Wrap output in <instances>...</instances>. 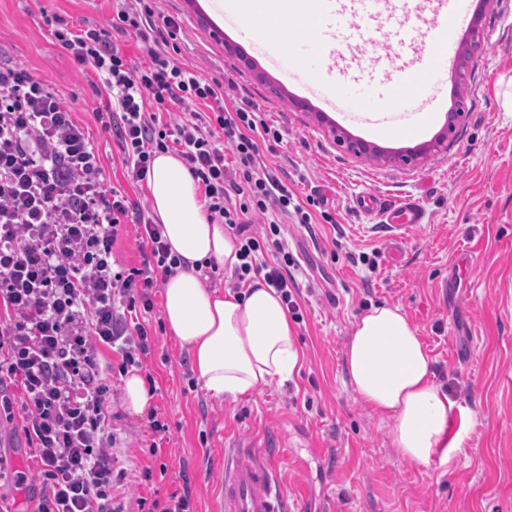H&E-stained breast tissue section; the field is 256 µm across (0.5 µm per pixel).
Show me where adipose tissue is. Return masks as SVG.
<instances>
[{"label":"adipose tissue","mask_w":512,"mask_h":512,"mask_svg":"<svg viewBox=\"0 0 512 512\" xmlns=\"http://www.w3.org/2000/svg\"><path fill=\"white\" fill-rule=\"evenodd\" d=\"M146 183L162 235L182 259L164 283L162 316L198 380L214 397L237 399L293 379L304 354L277 290L259 280L240 293L203 286V269L239 265L238 246L210 222L182 160L157 155ZM345 372L365 405L393 419L391 445L413 463H451L475 425L434 382L427 350L400 308L374 306L354 321Z\"/></svg>","instance_id":"1"}]
</instances>
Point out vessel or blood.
<instances>
[{
    "label": "vessel or blood",
    "mask_w": 512,
    "mask_h": 512,
    "mask_svg": "<svg viewBox=\"0 0 512 512\" xmlns=\"http://www.w3.org/2000/svg\"><path fill=\"white\" fill-rule=\"evenodd\" d=\"M340 0H322V11L314 23L303 24L293 36L290 50L270 44L262 34H255L258 48L271 64L286 77L300 83L307 94L324 99L329 109L355 114L368 128L389 132L395 129H424L435 110L440 89L448 77V65L461 51L459 28L470 16L471 0H436L433 25L427 46L417 53L418 65L401 71L388 84L386 98L374 100L362 110L352 107V95L332 91L323 78L308 76L311 66L323 63L336 51H352L355 38L347 36L334 43L326 26L338 18ZM355 208L362 213H384L393 231L391 261L402 257V233L421 223L424 213L412 201L391 208L372 194L357 197ZM274 452L251 442L237 443L231 458L224 461V481L220 484L217 512H303L300 499L288 498L279 484L274 467Z\"/></svg>",
    "instance_id": "b4317fda"
}]
</instances>
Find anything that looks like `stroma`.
<instances>
[{
    "label": "stroma",
    "mask_w": 512,
    "mask_h": 512,
    "mask_svg": "<svg viewBox=\"0 0 512 512\" xmlns=\"http://www.w3.org/2000/svg\"><path fill=\"white\" fill-rule=\"evenodd\" d=\"M115 0H0V64H21L71 107L100 159L104 185L152 216L145 184L126 178L125 155L98 113L112 96L93 70L75 68L47 19L73 29L99 24L131 64L146 55L134 36L112 30ZM485 34L482 53L468 67L464 88L443 86L442 112L423 137L366 138L358 122L308 102L299 87L256 46L225 28L213 0H158L182 19L177 57L204 78L232 79L226 104L248 103L276 126L282 141L262 150L299 200L326 196L312 207L310 226L283 224L297 260V322L303 366L292 380L237 400L216 398L197 381L190 358L167 331L162 296L145 314L157 344L142 375L155 392L150 405L167 424L151 430L148 416L129 415L123 388L112 393L114 425L133 479L124 489L128 512L138 498L163 499L189 489L194 512H216L224 451L232 442L285 443L275 465L290 496L308 494L311 512H512V0H472ZM366 56L385 54L393 34L427 41L433 21L416 0H397L376 18L348 15ZM465 118L447 149L412 165L356 156L333 139L341 128L368 139L385 155L405 154L434 141L448 109ZM386 205L413 200L424 219L404 238V258L387 255L382 216L357 213L361 192ZM376 305L401 308L430 356L434 380L477 424L453 466H421L391 446L393 422L361 402L345 382V346L353 322ZM158 453H151V444ZM152 467V482L138 473Z\"/></svg>",
    "instance_id": "35a3bbf8"
}]
</instances>
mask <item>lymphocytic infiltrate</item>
Instances as JSON below:
<instances>
[{"label": "lymphocytic infiltrate", "instance_id": "obj_1", "mask_svg": "<svg viewBox=\"0 0 512 512\" xmlns=\"http://www.w3.org/2000/svg\"><path fill=\"white\" fill-rule=\"evenodd\" d=\"M55 38L78 69L93 68L115 108L114 130L132 181H143L156 154L175 153L196 181L211 221L239 244L238 280L256 274L299 316L297 263L275 214L308 224L311 213L260 157L281 142L256 112L227 106L224 85L187 69L170 50L179 17L153 0L122 4L111 29L74 30L55 18ZM136 37L147 55L131 66L111 47L109 30ZM199 112L170 121L173 108ZM129 206L108 194L99 158L71 108L23 65H0V418L21 422L42 484L31 512H124L114 494L126 478L112 449V380L102 350L117 354L118 373L142 367L157 338L127 316L154 308L155 290L174 274L173 256L153 221L140 226V266L115 268L114 246ZM269 221L257 236L255 218ZM273 251L276 262L261 261Z\"/></svg>", "mask_w": 512, "mask_h": 512}]
</instances>
